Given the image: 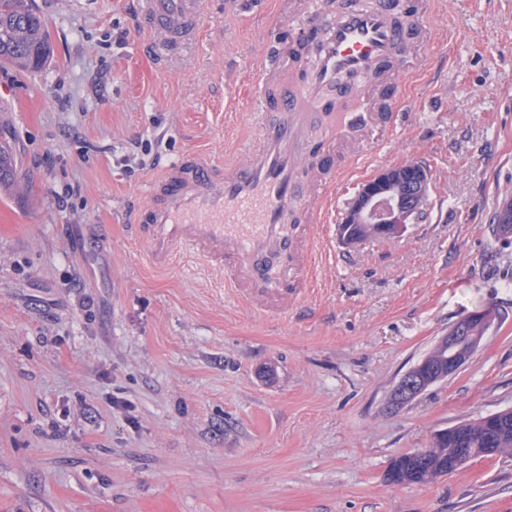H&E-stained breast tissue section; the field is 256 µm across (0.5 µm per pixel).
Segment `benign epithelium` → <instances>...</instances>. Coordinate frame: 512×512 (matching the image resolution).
Returning a JSON list of instances; mask_svg holds the SVG:
<instances>
[{
    "label": "benign epithelium",
    "instance_id": "obj_1",
    "mask_svg": "<svg viewBox=\"0 0 512 512\" xmlns=\"http://www.w3.org/2000/svg\"><path fill=\"white\" fill-rule=\"evenodd\" d=\"M430 183L428 170L417 163L382 170L375 178L363 184L350 203L343 224H360L365 226L374 236L382 239H393L403 235L407 225L418 218ZM492 320L490 312H479L458 321L440 338L441 345L449 348L462 338L471 339L479 344L481 337L471 331V326L479 324L487 330ZM417 364L405 372L398 384L396 393L402 399L411 398L420 388Z\"/></svg>",
    "mask_w": 512,
    "mask_h": 512
}]
</instances>
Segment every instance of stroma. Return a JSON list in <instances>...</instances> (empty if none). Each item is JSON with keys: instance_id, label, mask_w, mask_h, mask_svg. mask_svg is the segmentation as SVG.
Here are the masks:
<instances>
[{"instance_id": "1", "label": "stroma", "mask_w": 512, "mask_h": 512, "mask_svg": "<svg viewBox=\"0 0 512 512\" xmlns=\"http://www.w3.org/2000/svg\"><path fill=\"white\" fill-rule=\"evenodd\" d=\"M144 2L32 0L48 59L0 63V141L20 151L0 192V512H512V455L386 479L438 430L512 409V245L489 232L512 200V0H437L433 62L369 168L423 164L424 211L347 247L360 184L339 185L285 313L185 253L152 271L128 231L168 165L255 143L245 78L273 6L229 20L212 0L172 50ZM483 310L469 361L392 408L399 378Z\"/></svg>"}]
</instances>
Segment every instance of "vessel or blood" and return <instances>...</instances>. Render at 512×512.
<instances>
[{
	"mask_svg": "<svg viewBox=\"0 0 512 512\" xmlns=\"http://www.w3.org/2000/svg\"><path fill=\"white\" fill-rule=\"evenodd\" d=\"M430 0H312L277 10L253 74L268 112L256 145L217 167L192 156L151 183L131 226L150 267L168 270L190 253L227 286L246 280L255 296L285 305L300 291L270 274L281 259L306 270L307 239L297 228L329 220L335 188L354 172L373 135L397 126L404 87L397 77L427 66L434 34ZM208 0H147L151 31L172 48L200 34Z\"/></svg>",
	"mask_w": 512,
	"mask_h": 512,
	"instance_id": "obj_1",
	"label": "vessel or blood"
}]
</instances>
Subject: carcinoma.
<instances>
[{
  "mask_svg": "<svg viewBox=\"0 0 512 512\" xmlns=\"http://www.w3.org/2000/svg\"><path fill=\"white\" fill-rule=\"evenodd\" d=\"M49 50L44 19L28 4V0H0V61L26 69H36ZM17 172V154L9 143L0 144V188L8 189ZM501 233L512 236V202L502 206L493 217ZM475 351L468 339L460 340L448 349L435 346L428 362L448 369V358L468 361ZM455 448H496L498 453L512 451V413L498 415L490 421L462 422L448 429V436L434 438L427 448L404 453L395 458L387 473L394 483L425 484L458 471L452 465Z\"/></svg>",
  "mask_w": 512,
  "mask_h": 512,
  "instance_id": "cac0c4a2",
  "label": "carcinoma"
}]
</instances>
